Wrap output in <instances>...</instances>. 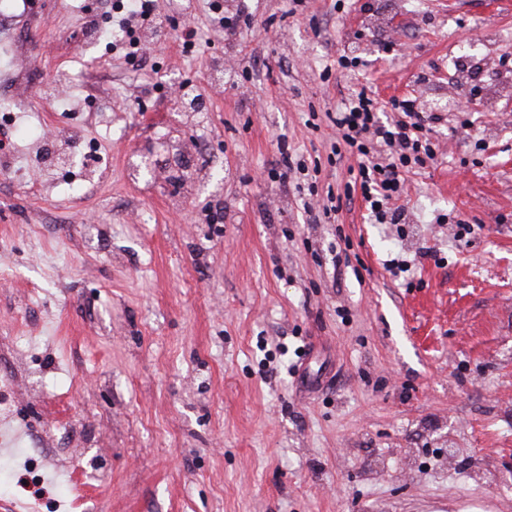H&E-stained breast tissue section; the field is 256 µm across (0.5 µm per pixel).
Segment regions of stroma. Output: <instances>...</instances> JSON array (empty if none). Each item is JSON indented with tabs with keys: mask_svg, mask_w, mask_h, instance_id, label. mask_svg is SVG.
<instances>
[{
	"mask_svg": "<svg viewBox=\"0 0 512 512\" xmlns=\"http://www.w3.org/2000/svg\"><path fill=\"white\" fill-rule=\"evenodd\" d=\"M249 10L230 41L195 10L199 51L154 45V73L81 43L84 0L23 21L13 67L82 82L0 84L27 108L15 153L69 127L111 170L0 176V374L27 430L0 512H512V0ZM361 87L436 114V161L406 174L405 223L358 198L309 223L350 179L328 114ZM283 146L307 165L287 187Z\"/></svg>",
	"mask_w": 512,
	"mask_h": 512,
	"instance_id": "stroma-1",
	"label": "stroma"
}]
</instances>
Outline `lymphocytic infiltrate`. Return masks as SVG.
I'll list each match as a JSON object with an SVG mask.
<instances>
[{
    "label": "lymphocytic infiltrate",
    "mask_w": 512,
    "mask_h": 512,
    "mask_svg": "<svg viewBox=\"0 0 512 512\" xmlns=\"http://www.w3.org/2000/svg\"><path fill=\"white\" fill-rule=\"evenodd\" d=\"M163 14L157 0H124L119 9L115 46L125 59L145 61L140 32L160 27ZM391 108L397 119L382 121L375 98L357 91L337 110L332 122L338 141L358 161L353 183L360 189L370 214L381 224L406 220L399 201L404 194V172L427 167L435 151L425 135L429 116L414 99H395Z\"/></svg>",
    "instance_id": "obj_1"
}]
</instances>
